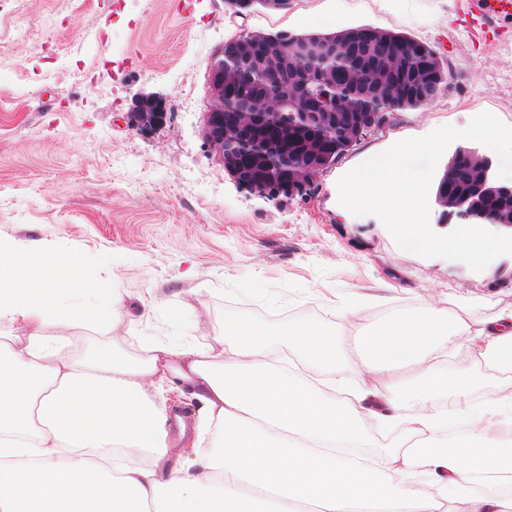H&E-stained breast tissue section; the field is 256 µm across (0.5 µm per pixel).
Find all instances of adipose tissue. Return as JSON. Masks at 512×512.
Listing matches in <instances>:
<instances>
[{"instance_id":"obj_1","label":"adipose tissue","mask_w":512,"mask_h":512,"mask_svg":"<svg viewBox=\"0 0 512 512\" xmlns=\"http://www.w3.org/2000/svg\"><path fill=\"white\" fill-rule=\"evenodd\" d=\"M39 257L0 240V324L25 327L0 333V512H439L444 500L512 512L501 443L512 426V309L476 327L414 307L364 329L354 360L323 326L239 320L217 336L220 357L181 339L143 359L78 357L72 332L115 326L120 299L74 252L46 266ZM285 343L301 370L274 359ZM463 347L479 350L492 385L470 366L445 368L442 356ZM346 365L360 381L349 398L313 383ZM154 380L192 389V430L171 438L172 408L146 389ZM398 429L404 450L377 449L376 434ZM447 441L478 449L477 461L464 464Z\"/></svg>"}]
</instances>
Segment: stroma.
Here are the masks:
<instances>
[{
	"label": "stroma",
	"mask_w": 512,
	"mask_h": 512,
	"mask_svg": "<svg viewBox=\"0 0 512 512\" xmlns=\"http://www.w3.org/2000/svg\"><path fill=\"white\" fill-rule=\"evenodd\" d=\"M466 2L288 0L243 19L224 0H24L25 37L0 46V239L70 246L119 291L118 324L85 331L74 352L209 345L233 318L316 322L352 345L412 307L474 325L512 308L511 256L476 272L398 248L376 216L337 211L339 179L371 152L483 112L512 126V17L490 22ZM359 25L433 45L445 90L391 113L300 194L239 189L204 136L225 42ZM145 100L168 112L140 128Z\"/></svg>",
	"instance_id": "stroma-1"
}]
</instances>
